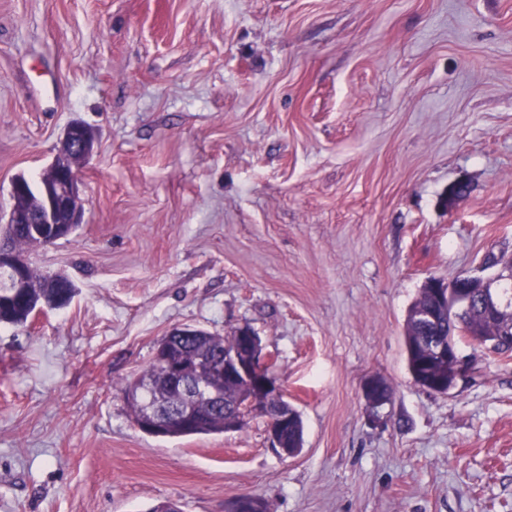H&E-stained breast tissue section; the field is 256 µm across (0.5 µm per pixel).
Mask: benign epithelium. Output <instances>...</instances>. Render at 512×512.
<instances>
[{
    "mask_svg": "<svg viewBox=\"0 0 512 512\" xmlns=\"http://www.w3.org/2000/svg\"><path fill=\"white\" fill-rule=\"evenodd\" d=\"M96 132L80 121L68 125L61 139L58 155L41 171L43 199L41 208L29 212L12 207L7 223L32 228L33 236L42 244H49L59 224L84 223L85 208L81 197V181L73 157L87 160L94 152ZM0 270L12 275V294L27 287V279L16 261L10 240L0 231ZM512 282V265L497 273L482 277L461 275L445 284L430 279L424 287L433 299L430 307L416 314V322L426 331L437 323V314L446 310L448 317L466 309L472 303V289H480L478 302L489 316L498 317L512 313V298L505 296V284ZM418 367L426 368L435 361L451 363L448 376L419 382L423 388L445 395L453 390L464 376L465 369L457 350L456 332L448 336H431L421 341ZM156 378L172 387L178 394L179 404L173 405L157 399L145 400V389L137 384L131 387L126 398L139 404L135 426L142 432L165 437L175 420L190 423L198 418V410L204 404H224L223 392L217 383H241L251 388V394L234 407V425L224 427V432L237 431V426L262 417L272 446L285 450L284 427L293 416L294 408L288 403L286 391L274 370V359L263 352L260 336L249 327L235 329L224 343V359L211 361L196 357H171L155 352ZM385 380L374 375L363 384V396L371 409L385 404L378 397ZM225 512H264L263 501L250 497L225 506Z\"/></svg>",
    "mask_w": 512,
    "mask_h": 512,
    "instance_id": "benign-epithelium-1",
    "label": "benign epithelium"
}]
</instances>
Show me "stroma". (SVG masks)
Instances as JSON below:
<instances>
[{
  "instance_id": "35a3bbf8",
  "label": "stroma",
  "mask_w": 512,
  "mask_h": 512,
  "mask_svg": "<svg viewBox=\"0 0 512 512\" xmlns=\"http://www.w3.org/2000/svg\"><path fill=\"white\" fill-rule=\"evenodd\" d=\"M74 120L85 222L28 252L74 295L0 325V512H512V356L460 339L439 395L404 346L426 280L512 256V0H0V216ZM184 325L261 337L295 456L135 426Z\"/></svg>"
}]
</instances>
